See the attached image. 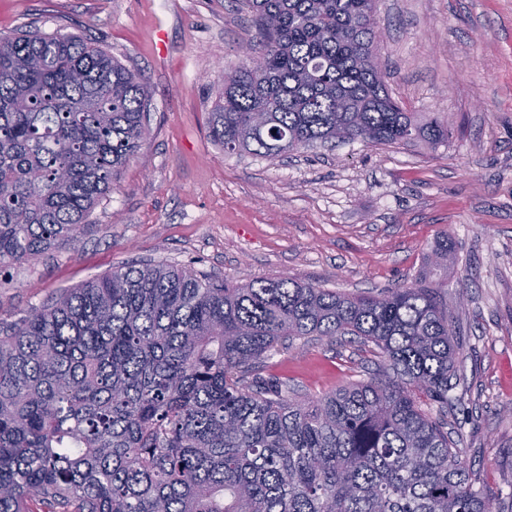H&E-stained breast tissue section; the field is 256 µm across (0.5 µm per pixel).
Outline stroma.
Listing matches in <instances>:
<instances>
[{"instance_id": "stroma-1", "label": "stroma", "mask_w": 512, "mask_h": 512, "mask_svg": "<svg viewBox=\"0 0 512 512\" xmlns=\"http://www.w3.org/2000/svg\"><path fill=\"white\" fill-rule=\"evenodd\" d=\"M376 23L391 95L452 118L447 142L270 160L225 154L206 123L225 72L257 41L240 0H0V35L98 41L150 95L149 136L76 240L0 275V325L140 262L230 281L285 272L343 293L403 288L448 234L460 383L447 429L492 512H512V0H378ZM374 360L355 341L297 339L258 374L316 397L369 380Z\"/></svg>"}]
</instances>
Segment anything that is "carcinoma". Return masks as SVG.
I'll use <instances>...</instances> for the list:
<instances>
[{"label": "carcinoma", "instance_id": "carcinoma-1", "mask_svg": "<svg viewBox=\"0 0 512 512\" xmlns=\"http://www.w3.org/2000/svg\"><path fill=\"white\" fill-rule=\"evenodd\" d=\"M264 67L224 74L226 154L317 144L430 147L449 122L391 97L376 0H242ZM148 94L99 43L0 36V272L73 239L149 133ZM448 234L409 287L345 294L290 276L112 270L0 328V512H492L448 408L459 330ZM356 336L374 376L297 400L254 365L295 338Z\"/></svg>", "mask_w": 512, "mask_h": 512}]
</instances>
